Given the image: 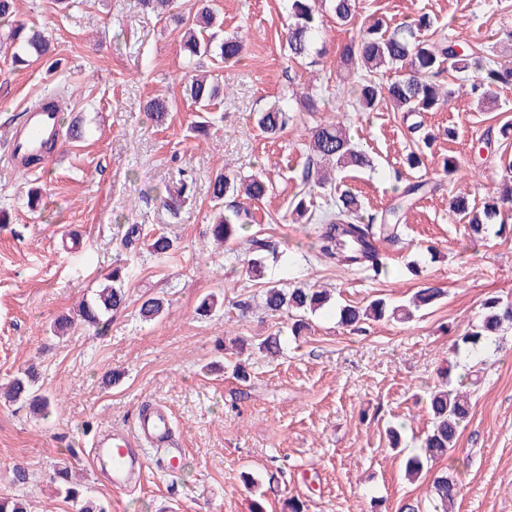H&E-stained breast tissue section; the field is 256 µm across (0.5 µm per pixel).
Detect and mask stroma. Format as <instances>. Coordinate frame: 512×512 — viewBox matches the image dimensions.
I'll use <instances>...</instances> for the list:
<instances>
[{
  "mask_svg": "<svg viewBox=\"0 0 512 512\" xmlns=\"http://www.w3.org/2000/svg\"><path fill=\"white\" fill-rule=\"evenodd\" d=\"M211 2L224 16L225 34L242 37L245 50L232 65L203 59L202 69L226 94L212 108L216 125L202 136L192 129L197 109L182 93L181 31L169 15L143 11L138 0H73L63 11L56 0H17L20 17L49 28L53 41L47 57L20 70L0 48V153L16 117L58 86L68 88L67 115L82 118L86 135L60 137L42 169L24 178L0 160V211L11 217L0 224V384L32 364L39 387L55 401L38 421L21 403L0 398V497L23 499L30 512H76L50 482L67 461L85 496L107 512H250L256 498L265 512H289L294 498L304 512H373L377 500L384 512H400L428 502L434 474L446 470L462 484L459 512H512V328L478 366L471 418L449 459L409 481L405 457L386 435L402 422L407 448L420 446L431 427L422 400L439 384L454 340L476 321L486 297L512 303V237L472 242L449 209L462 192L483 204L499 154L512 155V140L496 138L512 123V86L499 89L495 111H478L463 96L418 117L385 104L356 112L336 80L356 26L329 23L321 55L293 63L282 42L287 0ZM371 13L392 23L428 16L449 39L485 44L489 57L512 62V0H359V16ZM305 92L319 94L324 110L303 111ZM158 94L170 103L161 125L144 111ZM276 104L290 106L293 119L269 138L255 118ZM339 111L348 113L351 138L374 167L338 172L336 182L357 193L367 212L390 206L392 170L436 186L405 211L402 241L388 250V274L377 278L318 258L312 224L291 217L310 158L308 133ZM417 122L431 142L422 166L411 170L409 128ZM488 134L495 156L477 161L474 148ZM451 156L459 165L452 177L443 169ZM221 167L241 178L262 171L272 184L264 199L246 201L243 232L278 244L267 279L333 291L328 309L308 315L301 336H292L288 317L264 314L262 283L241 272L242 248L208 243L215 220L209 182ZM186 178L193 190L170 216L160 196ZM34 188L42 196L35 208L28 203ZM127 224L142 229L132 254L121 244ZM160 232L175 244L164 257L148 247ZM127 258L134 264L128 300L106 333L89 336L76 327L52 335L55 318L72 315ZM428 282L445 294L411 320L347 327L336 314L342 305L363 307L376 298L404 304ZM211 292L223 294L224 304L199 316L196 308ZM150 297L169 300L168 315L141 319ZM243 300L253 305L245 315L237 308ZM273 334L284 344L271 359L257 345ZM234 338L245 341L244 383L231 370L209 368L223 361ZM158 406L171 414L182 471L165 472L153 448L143 477L112 489L90 462L94 434L132 428L140 410ZM17 465L28 471V483H13Z\"/></svg>",
  "mask_w": 512,
  "mask_h": 512,
  "instance_id": "stroma-1",
  "label": "stroma"
}]
</instances>
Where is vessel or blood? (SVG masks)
Listing matches in <instances>:
<instances>
[{"label":"vessel or blood","mask_w":512,"mask_h":512,"mask_svg":"<svg viewBox=\"0 0 512 512\" xmlns=\"http://www.w3.org/2000/svg\"><path fill=\"white\" fill-rule=\"evenodd\" d=\"M24 124L30 134L27 145L31 148L51 136L55 129L52 114L36 107L27 108ZM149 444L165 449L167 465H174L178 450L172 442L170 415L163 408L142 413L134 434L116 430L98 435L91 449L92 466L108 477L113 489H124L140 473L146 459L145 447Z\"/></svg>","instance_id":"1"}]
</instances>
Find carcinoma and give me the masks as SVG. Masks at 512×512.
<instances>
[{
    "label": "carcinoma",
    "instance_id": "carcinoma-1",
    "mask_svg": "<svg viewBox=\"0 0 512 512\" xmlns=\"http://www.w3.org/2000/svg\"><path fill=\"white\" fill-rule=\"evenodd\" d=\"M356 13V0H288L290 22L286 33L288 56L294 59L308 57L314 45L324 33L330 16L335 23H349ZM15 0H0V19L8 26L5 41L0 46L11 48L12 64L18 69L41 58L49 50V32L27 27L14 20ZM216 19L213 8L202 3L197 10L178 18L184 33L181 50L188 58L187 68H194V58L217 56L226 63L239 61L242 41L235 37L218 38L212 31ZM431 27V21L420 16L411 22H403L395 27L382 17L371 16L361 22L359 35L344 46L340 54V68L351 70L362 68L358 84L351 87L355 95L357 111L374 110L386 102L396 112L420 114L431 112L438 105L451 101L455 91L440 84L436 78L448 69L456 73L474 72L470 83L459 86L461 92L469 95L476 105L483 108L497 102V88L512 84V67L496 61L485 62L484 55L472 46L463 47L447 38L423 39L421 31ZM402 70L393 81H380V73L389 70ZM223 93L220 84L206 74L186 76L183 95L195 104L199 111L208 107ZM145 110L158 121L164 120L169 111V103L162 96L150 98ZM291 120L289 110L273 106L257 116L259 129L268 136H275L288 127ZM311 160L331 163L339 170L359 171L371 167L369 156L358 149L347 133V127L338 121H323L311 130ZM501 184L497 195L484 202L480 208L469 205L459 198L453 205L454 212L468 224L470 237L475 241L487 239L489 234L505 238L512 235V226L507 224L512 212V161H500ZM394 180L402 185L395 197L396 203L379 214L365 215L357 194L344 190L335 201V209L327 212L315 231L314 248L316 253L342 267H359L376 276L388 273L386 257L380 252L377 243L389 245L398 241L401 225L398 224L399 211L414 197L426 193L423 182H407L400 172H395ZM307 188L306 197L327 190L333 184L328 173L308 165L303 173ZM211 196L219 205V220L210 226L209 235L213 243L221 246L238 239L244 230L242 216L247 214L236 202L238 193L250 200H261L269 191V181L257 173L239 181L224 170H219L210 183ZM306 197L294 205L293 214L297 219L311 220V204ZM94 296L78 305L77 312L83 327L98 335L110 325L112 313L126 303V290L122 270L115 268L104 277ZM443 295V289L428 283L416 293L414 306L433 304ZM328 304L327 291L319 288H285L272 282L264 291V310L270 316L290 314V312H315ZM167 311L161 298H148L140 307V315L146 320H154ZM387 311L385 302L374 301L369 310L356 306L339 308V321L346 326L360 323L368 315L380 319ZM507 327H512V304H505L497 297H489L483 303V311L476 322L454 341L455 357L468 358L479 363L499 348V336ZM36 374L27 369L15 376L6 386L4 395L13 402L28 405L30 414L39 417L51 407V398L39 393L35 387ZM432 415V426L422 441L423 455H414L407 460L406 475L415 477L423 469L424 462L446 459L453 450L460 434V428L468 422L472 406L468 395L455 390L437 389L427 399ZM69 464L58 466L53 482L58 484V492L74 502L82 499L80 486L71 481ZM433 512H456L461 496V484L457 477L446 471L434 477Z\"/></svg>",
    "mask_w": 512,
    "mask_h": 512
}]
</instances>
